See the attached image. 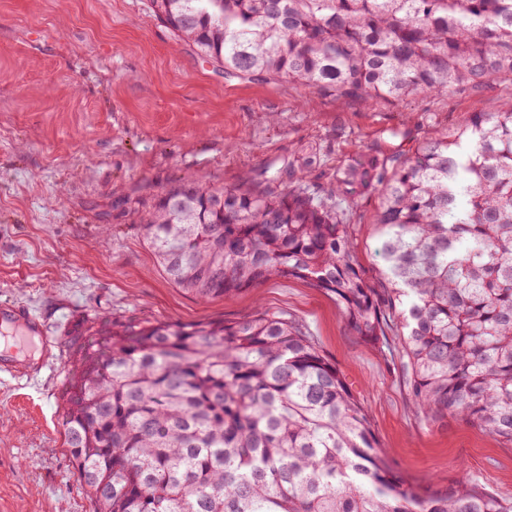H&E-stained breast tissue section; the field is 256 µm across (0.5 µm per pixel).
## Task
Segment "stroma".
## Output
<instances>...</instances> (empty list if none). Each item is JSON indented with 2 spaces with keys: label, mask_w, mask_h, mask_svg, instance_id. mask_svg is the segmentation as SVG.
<instances>
[{
  "label": "stroma",
  "mask_w": 512,
  "mask_h": 512,
  "mask_svg": "<svg viewBox=\"0 0 512 512\" xmlns=\"http://www.w3.org/2000/svg\"><path fill=\"white\" fill-rule=\"evenodd\" d=\"M512 101V82L365 106L284 80L226 77L177 41L149 0H0V300L53 343L39 376H0V512H98L64 444L63 396L82 320L233 322L288 311L343 372L395 471L424 492L465 479L512 499V443L458 421L426 426L399 339L355 336L334 295L273 279L196 299L158 266L131 208L193 173L212 185L306 174L329 188L363 154L408 153L434 129ZM368 191L347 211L365 280L382 284Z\"/></svg>",
  "instance_id": "35a3bbf8"
}]
</instances>
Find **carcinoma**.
<instances>
[{
  "mask_svg": "<svg viewBox=\"0 0 512 512\" xmlns=\"http://www.w3.org/2000/svg\"><path fill=\"white\" fill-rule=\"evenodd\" d=\"M227 77L279 78L371 104L512 82V0H150ZM374 190L383 287L349 248ZM167 277L200 300L296 278L361 339L398 328L424 422L512 441V106L414 151L362 155L326 194L280 179L189 176L138 201ZM69 344L64 444L98 512H512L467 480L420 495L304 326L266 309L224 322L86 321Z\"/></svg>",
  "mask_w": 512,
  "mask_h": 512,
  "instance_id": "obj_1",
  "label": "carcinoma"
}]
</instances>
